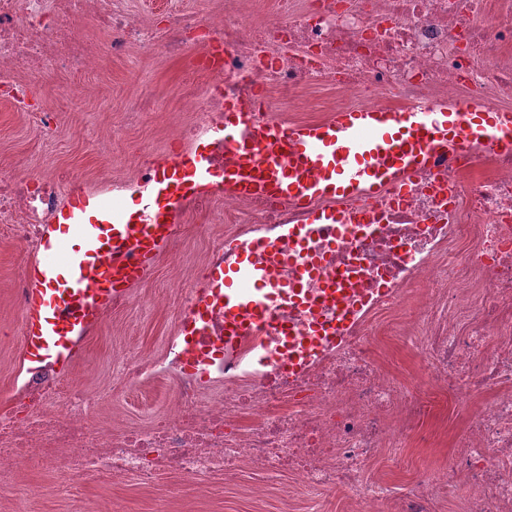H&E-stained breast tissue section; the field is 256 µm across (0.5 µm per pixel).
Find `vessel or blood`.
Here are the masks:
<instances>
[{
  "label": "vessel or blood",
  "instance_id": "b4317fda",
  "mask_svg": "<svg viewBox=\"0 0 512 512\" xmlns=\"http://www.w3.org/2000/svg\"><path fill=\"white\" fill-rule=\"evenodd\" d=\"M253 112V105L226 103L224 167L215 166L205 147L177 152L148 173L137 204L122 215L112 212L111 188L68 193L51 223L42 225L25 267L21 363L48 361L68 375L103 315L153 272L188 202L215 188L291 202L311 217L307 226H281L276 238L241 243L233 260L210 267L182 332L196 336L210 313H223L224 352L231 355L281 307L316 310L306 284L320 276L324 262L306 250L313 225L380 218L376 211L324 209L321 201L371 199L391 186L406 191L413 173L474 146L512 155V113L477 101L399 111L351 108L288 126L258 124ZM288 265L296 268L295 279L282 277ZM347 323L317 319L304 333L281 329L258 361L301 372Z\"/></svg>",
  "mask_w": 512,
  "mask_h": 512
}]
</instances>
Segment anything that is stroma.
Segmentation results:
<instances>
[{"mask_svg": "<svg viewBox=\"0 0 512 512\" xmlns=\"http://www.w3.org/2000/svg\"><path fill=\"white\" fill-rule=\"evenodd\" d=\"M224 0H123L124 9L139 16L152 31L165 26V14L180 11L208 16ZM84 35L99 49L100 66L92 72L64 70L55 80L34 86L38 104L53 112L57 126L35 133L26 113L0 102V167L24 161L32 171H68L81 175L85 187L110 181L112 172L125 169L139 146L149 147L155 158L167 156L164 134L173 124L187 121L181 106L184 85L192 65L184 57L144 52L130 42L122 56H113L109 36L94 16L80 22ZM79 86L76 95L63 98L57 84ZM27 254L12 244L0 224V408L8 406L13 387L25 369L19 361L23 312L13 300L16 279L23 276ZM189 273L188 266L162 256L155 270L135 294V303L115 305L103 316L73 372L92 393L108 392L112 398L101 409L104 417L143 423L151 408L169 400L168 388L159 382L146 386L137 398L114 393L112 383L122 370L126 353L143 350L161 354L171 336L176 309L167 293L172 283ZM398 320L387 322L388 333L378 349L385 365L397 377L412 379L420 357L398 335ZM480 408L451 406L435 411L429 427L438 433L432 448H386L375 465L376 478L400 487L423 471L437 466L470 417ZM0 512H351L336 495L304 496L293 492L285 476L260 474L241 467L235 474L217 478H186L171 474L158 486L92 474L79 488L57 486L48 472L20 469L13 492L0 496Z\"/></svg>", "mask_w": 512, "mask_h": 512, "instance_id": "1", "label": "stroma"}]
</instances>
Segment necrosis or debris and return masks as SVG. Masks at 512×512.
Wrapping results in <instances>:
<instances>
[{
  "label": "necrosis or debris",
  "instance_id": "obj_1",
  "mask_svg": "<svg viewBox=\"0 0 512 512\" xmlns=\"http://www.w3.org/2000/svg\"><path fill=\"white\" fill-rule=\"evenodd\" d=\"M247 2L224 0L223 13L207 18L170 14L144 43L153 53L196 58L195 72L209 76L185 99L193 121L173 134L181 148L223 120L228 99L257 104V122L281 125L322 91L332 112L473 99L512 108V0H275L274 15L261 21ZM88 13L108 27L112 53L122 54L138 27L119 0H0V100L30 113L38 130L54 121L33 103V82L58 64L82 72L96 63L75 25ZM215 38L224 59L211 73L202 57ZM59 201L55 175L0 169V223L19 251L32 250ZM371 206L382 211L380 223L319 224L309 241L325 260L324 277L344 273L354 290L347 304L360 312L344 340L299 373L255 365L269 328L238 355L197 365L179 339L163 360L135 355L123 388L137 394L158 373L174 404L147 427L117 431L78 378L32 369L0 412V495L23 461L69 481L95 472L151 485L171 473L227 476L245 461L291 474L303 493L342 492L356 512H436L460 491L466 512H512V156L484 148L458 156ZM191 209L224 223L208 265L233 242L307 221L292 203L221 190ZM468 234L473 248L449 256ZM477 288L485 301L476 308ZM407 311L413 317L402 334L423 370L402 381L375 346L383 322ZM482 393L489 401L436 468L397 494L368 477L382 448L433 445L424 423L437 398L464 408Z\"/></svg>",
  "mask_w": 512,
  "mask_h": 512
}]
</instances>
